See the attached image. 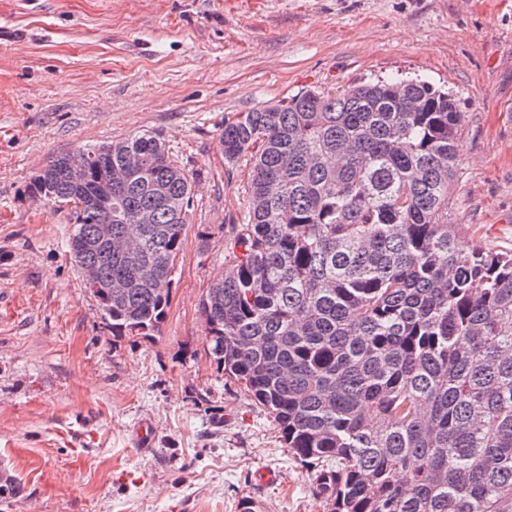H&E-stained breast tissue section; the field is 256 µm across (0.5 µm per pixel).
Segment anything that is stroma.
I'll use <instances>...</instances> for the list:
<instances>
[{
	"label": "stroma",
	"mask_w": 512,
	"mask_h": 512,
	"mask_svg": "<svg viewBox=\"0 0 512 512\" xmlns=\"http://www.w3.org/2000/svg\"><path fill=\"white\" fill-rule=\"evenodd\" d=\"M378 78L455 96L459 241L512 250V0H0V512H325L208 359L199 303L246 210L225 118ZM143 130L193 173L194 209L159 333L116 342L69 258L68 208L28 185Z\"/></svg>",
	"instance_id": "35a3bbf8"
}]
</instances>
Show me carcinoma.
I'll list each match as a JSON object with an SVG mask.
<instances>
[{
    "label": "carcinoma",
    "mask_w": 512,
    "mask_h": 512,
    "mask_svg": "<svg viewBox=\"0 0 512 512\" xmlns=\"http://www.w3.org/2000/svg\"><path fill=\"white\" fill-rule=\"evenodd\" d=\"M465 115L421 79L306 89L224 119L251 165L206 354L251 392L327 512H512V251L456 245ZM193 177L155 133L62 155L33 194L71 206L112 337L171 304ZM153 223H139L143 212ZM101 224L112 247L88 248Z\"/></svg>",
    "instance_id": "carcinoma-1"
}]
</instances>
